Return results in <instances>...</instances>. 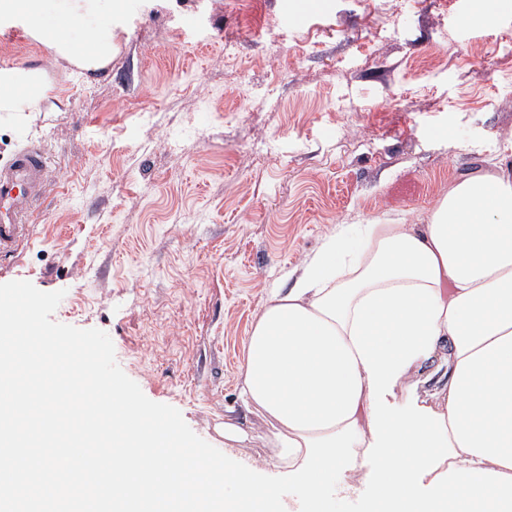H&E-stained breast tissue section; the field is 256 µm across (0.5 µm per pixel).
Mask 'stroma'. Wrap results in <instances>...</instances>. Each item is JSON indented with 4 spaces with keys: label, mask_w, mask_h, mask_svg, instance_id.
<instances>
[{
    "label": "stroma",
    "mask_w": 512,
    "mask_h": 512,
    "mask_svg": "<svg viewBox=\"0 0 512 512\" xmlns=\"http://www.w3.org/2000/svg\"><path fill=\"white\" fill-rule=\"evenodd\" d=\"M107 66L0 28V65L43 67L41 111L0 119L49 185L0 283L64 291L54 321L106 332L151 401L272 476L239 400L272 289L341 224H423L512 148V0H118Z\"/></svg>",
    "instance_id": "35a3bbf8"
}]
</instances>
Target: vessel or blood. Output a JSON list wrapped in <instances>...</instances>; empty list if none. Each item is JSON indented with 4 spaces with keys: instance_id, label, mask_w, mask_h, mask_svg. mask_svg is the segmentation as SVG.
<instances>
[{
    "instance_id": "vessel-or-blood-1",
    "label": "vessel or blood",
    "mask_w": 512,
    "mask_h": 512,
    "mask_svg": "<svg viewBox=\"0 0 512 512\" xmlns=\"http://www.w3.org/2000/svg\"><path fill=\"white\" fill-rule=\"evenodd\" d=\"M48 162L38 147L25 149L0 166V252L9 251L25 235V221L44 195Z\"/></svg>"
}]
</instances>
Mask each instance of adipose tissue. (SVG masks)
I'll return each instance as SVG.
<instances>
[{"label": "adipose tissue", "instance_id": "1", "mask_svg": "<svg viewBox=\"0 0 512 512\" xmlns=\"http://www.w3.org/2000/svg\"><path fill=\"white\" fill-rule=\"evenodd\" d=\"M112 0H0L57 55L92 72L112 39L69 33ZM43 68L0 67V112L40 111ZM268 298L244 342L243 408L270 426L274 466L306 512L329 480L369 512H512V172L467 173L428 223L352 224Z\"/></svg>", "mask_w": 512, "mask_h": 512}]
</instances>
